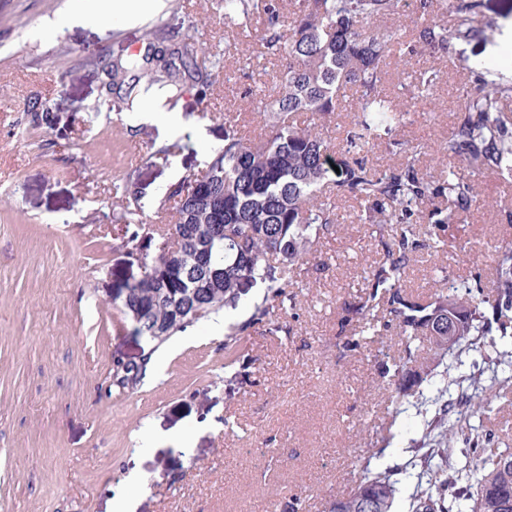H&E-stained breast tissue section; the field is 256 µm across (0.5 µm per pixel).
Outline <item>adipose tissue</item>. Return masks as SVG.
Returning a JSON list of instances; mask_svg holds the SVG:
<instances>
[{"mask_svg":"<svg viewBox=\"0 0 512 512\" xmlns=\"http://www.w3.org/2000/svg\"><path fill=\"white\" fill-rule=\"evenodd\" d=\"M163 0H69L67 14L76 23L97 26L106 21L133 26L159 11Z\"/></svg>","mask_w":512,"mask_h":512,"instance_id":"ef3b65f1","label":"adipose tissue"}]
</instances>
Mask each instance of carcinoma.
Masks as SVG:
<instances>
[{
	"instance_id": "1",
	"label": "carcinoma",
	"mask_w": 512,
	"mask_h": 512,
	"mask_svg": "<svg viewBox=\"0 0 512 512\" xmlns=\"http://www.w3.org/2000/svg\"><path fill=\"white\" fill-rule=\"evenodd\" d=\"M411 2L410 28L378 27L375 22L399 12ZM228 35L224 51H214L195 36L181 38L163 28L141 54L94 61L110 76L108 86L124 92L128 104L151 88L180 92L195 87L201 99L213 91V78L227 67L238 35L260 27L257 47L239 66L244 82L242 99L253 110L272 113L249 129L238 114H224L222 144L211 149L201 168L192 169L173 183L164 205L173 211L162 226L143 222L148 185L134 171L113 186L118 206L112 221L149 227L158 234L157 252L138 244V234L126 241L129 260L144 267L142 277L120 291L121 310L137 336H150L168 319L171 307L186 309L188 321L171 323L166 334L148 341L138 363L115 360L112 388L132 389L145 376L159 347L188 325L206 320L226 308H235L242 291L264 285L261 303L249 321L235 329L238 336L259 326L271 335L283 329L275 310L293 300L288 288L309 263L314 248L336 236V202L326 195L347 197L358 204V220L385 231L402 224L400 233L385 243L379 260L368 272L369 291L342 307L336 346L345 352L362 347L368 334L395 329L405 341V356L381 360L388 377L383 389L397 418L413 407L426 417L420 439L412 441V460L400 467L415 478L411 512H512V452H497L495 431L489 425L476 430L472 421L485 417L500 391L512 386V352L498 340L512 339V243L493 254L495 284L487 294L480 284L453 282L420 299L405 291L402 282L413 255L422 249L438 250L446 244L448 225L480 205L471 176L489 169L512 175V113L502 104L512 99V82L479 62L469 68V90L463 95L464 117L437 149L447 177L438 180L416 165L417 151L399 166L377 170L367 163L382 134L404 123L406 112L386 91L390 66L399 67L429 51L450 56L457 46L484 37L474 25L483 0H290L284 14L282 0H222ZM454 17L453 32L439 16ZM279 68V83L268 89L264 61ZM437 72L424 70L408 91L412 98L430 95ZM356 97L343 103L346 90ZM356 113L336 146L315 126L294 121L299 112L323 119L344 109ZM51 108L37 102L31 122L53 127ZM446 197L442 209L433 201ZM177 240L179 259L166 255V239ZM208 276V288L197 287ZM456 313L457 336L448 343V308ZM499 339L490 337V334ZM428 341L436 364L420 362L412 344ZM477 352L491 366L490 383L482 374L436 366L450 356L457 360ZM469 391L455 403L451 389ZM382 452L353 461L359 474L346 494L332 500L333 512H395L401 492L393 473L370 468Z\"/></svg>"
}]
</instances>
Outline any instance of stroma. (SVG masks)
Here are the masks:
<instances>
[{
    "mask_svg": "<svg viewBox=\"0 0 512 512\" xmlns=\"http://www.w3.org/2000/svg\"><path fill=\"white\" fill-rule=\"evenodd\" d=\"M67 2L0 0V512H113L129 498L135 512H257L294 496L300 512H325L350 490L352 461L386 422L374 356L403 351L393 333L355 354L336 346L338 312L365 293L382 236L357 220L354 201L338 199L335 238L318 245L295 279L298 319L288 333L249 330L234 344L235 359L226 358L225 335L262 299L252 289L221 311L223 337H211L210 322L190 324L155 353L137 387L107 393L113 359L136 361L147 348L116 300L141 271L122 246L131 226L107 218L114 183L136 169L149 187L145 217L169 221L161 199L220 144L225 112L253 125L261 117L242 100L231 69L209 100L184 91L158 122L140 124L121 95L107 91L106 74L87 64L102 52L144 47L161 22L223 46L218 0H164L134 27L44 31ZM485 2L478 21L494 22L491 41L466 44L459 57L418 56L388 84L398 104L413 107L392 136L420 147L422 171H432V150L461 118L466 63H490L512 79V20L500 15L501 0ZM424 69L439 80L414 104L405 86ZM37 99L52 105V130L30 122ZM172 144L169 161L152 159ZM473 184L484 206L449 225L444 250L414 255L404 281L413 295L434 292L442 269L490 288L486 258L512 240V176L485 170ZM240 360L253 365L244 384L234 377ZM423 430L422 417L402 414L373 467L406 461ZM133 469L146 488L129 483Z\"/></svg>",
    "mask_w": 512,
    "mask_h": 512,
    "instance_id": "obj_1",
    "label": "stroma"
}]
</instances>
